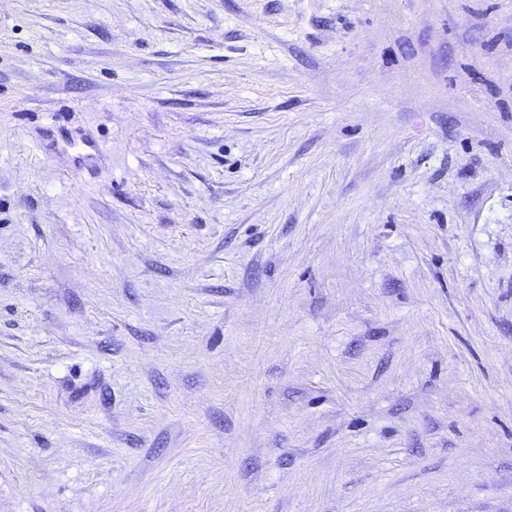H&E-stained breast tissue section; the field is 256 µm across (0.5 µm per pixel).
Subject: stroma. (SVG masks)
<instances>
[{
	"mask_svg": "<svg viewBox=\"0 0 512 512\" xmlns=\"http://www.w3.org/2000/svg\"><path fill=\"white\" fill-rule=\"evenodd\" d=\"M0 512H512V0H0Z\"/></svg>",
	"mask_w": 512,
	"mask_h": 512,
	"instance_id": "35a3bbf8",
	"label": "stroma"
}]
</instances>
